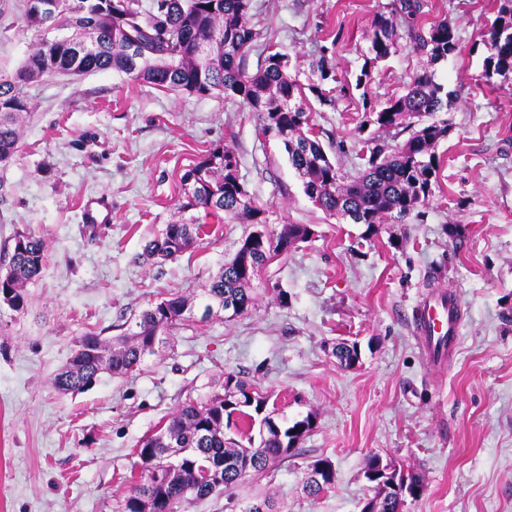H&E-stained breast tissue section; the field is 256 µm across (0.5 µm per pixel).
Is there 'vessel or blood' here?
Segmentation results:
<instances>
[{"instance_id":"b4317fda","label":"vessel or blood","mask_w":512,"mask_h":512,"mask_svg":"<svg viewBox=\"0 0 512 512\" xmlns=\"http://www.w3.org/2000/svg\"><path fill=\"white\" fill-rule=\"evenodd\" d=\"M81 221L90 226L111 223V202L104 196L88 199L81 210ZM461 318L454 294H432L421 302L415 314V329L432 366H443L449 355L457 352Z\"/></svg>"}]
</instances>
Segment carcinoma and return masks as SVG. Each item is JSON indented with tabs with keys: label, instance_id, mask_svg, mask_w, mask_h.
Instances as JSON below:
<instances>
[{
	"label": "carcinoma",
	"instance_id": "obj_1",
	"mask_svg": "<svg viewBox=\"0 0 512 512\" xmlns=\"http://www.w3.org/2000/svg\"><path fill=\"white\" fill-rule=\"evenodd\" d=\"M157 10H140L138 0H63V8L47 20L27 0L32 26L47 24L75 32L80 39L94 34L97 49L81 57L65 46L46 48L39 43L12 78H0V162L9 160L21 139L19 119L29 106L24 86L46 73L83 74L115 70L169 91L196 95L223 92L237 96L254 112L263 114L262 131L274 134L288 162L302 179L304 194L329 216L349 224H379L385 218L404 220L432 194L434 151L448 136L444 122L426 118L451 106L450 94L436 79L431 66L458 51L448 20L429 26L421 22L420 0H398L390 14H376L367 61L375 64L389 57L392 48L407 37L413 49L428 56V67L415 75L403 95L388 99L373 110L382 130L411 129V135L394 148L376 138L368 147L367 168L356 175L341 172L327 155L310 124L306 92L327 100L320 83L331 77L329 61L322 55L311 63L318 82L304 85L289 72L288 56L267 55L256 70L247 61L257 40L252 23V0H153ZM497 16L485 33L488 50L483 77L512 73V0H498ZM134 51H128V48ZM181 209H201L208 215L224 214L248 225L239 246L224 268L204 290L200 321L215 311L232 307L237 316L255 308L253 282L261 269L282 255L284 241L304 243L313 235L307 224H286L278 233L254 239L251 228L267 223L239 180L233 152L216 148L181 176ZM202 224H168L147 242L149 260L177 257L200 239ZM47 261L43 237L28 232L23 247L13 246L6 273L0 272V302L15 311L27 306L26 285ZM196 304L176 294L151 304L139 316L136 330L120 336L108 349L95 333L83 336L68 364L53 377L60 393L85 389L106 370L125 376L155 352L151 342L176 325L195 317ZM251 386L227 373L224 394L204 402L188 400L167 423L143 439L137 448L140 479L124 500L122 512H143L150 506L178 512L180 505L228 492L242 481L237 467L250 464L263 472L293 456L292 439L311 423L307 416L281 426L266 414V397L256 393L250 406L238 402L237 391ZM259 445H254L253 430ZM184 449L176 466L161 469L166 440ZM220 473L213 486L198 484L203 468Z\"/></svg>",
	"mask_w": 512,
	"mask_h": 512
}]
</instances>
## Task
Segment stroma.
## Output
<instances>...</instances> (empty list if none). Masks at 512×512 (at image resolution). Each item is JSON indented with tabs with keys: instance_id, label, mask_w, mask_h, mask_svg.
I'll return each mask as SVG.
<instances>
[{
	"instance_id": "35a3bbf8",
	"label": "stroma",
	"mask_w": 512,
	"mask_h": 512,
	"mask_svg": "<svg viewBox=\"0 0 512 512\" xmlns=\"http://www.w3.org/2000/svg\"><path fill=\"white\" fill-rule=\"evenodd\" d=\"M393 2L253 0L249 69L279 51L308 84L311 61L331 57L329 101L311 94L306 104L326 152L351 174L379 133L371 106L404 94L427 65L402 39L357 85L372 19ZM423 3V22L448 20L459 49L436 66L452 105L435 115L449 133L435 150L432 195L401 222L348 224L316 208L239 97L168 91L112 70L27 85L19 148L0 163V270L21 231L45 239L48 259L24 311L0 304V512H121L141 440L186 399L223 393L228 372L267 396L277 422L311 414L314 427L278 467L180 512H229L227 501L266 494L279 512H360L373 455L422 476L403 512H512V73L483 76L497 0ZM25 11L26 0H0V76L35 47ZM219 146L233 151L270 229L308 224L312 239L262 270L248 315L177 325L133 374L58 392L52 379L86 332L116 336L168 294H202L237 250L243 225L208 216L206 236L176 259L142 256L166 224L194 218L179 207L180 177ZM103 193L113 221L88 231L81 205ZM441 288L460 297L462 330L435 371L413 318ZM340 342L357 344L354 368L333 356ZM321 457L336 483L311 497L303 479Z\"/></svg>"
}]
</instances>
